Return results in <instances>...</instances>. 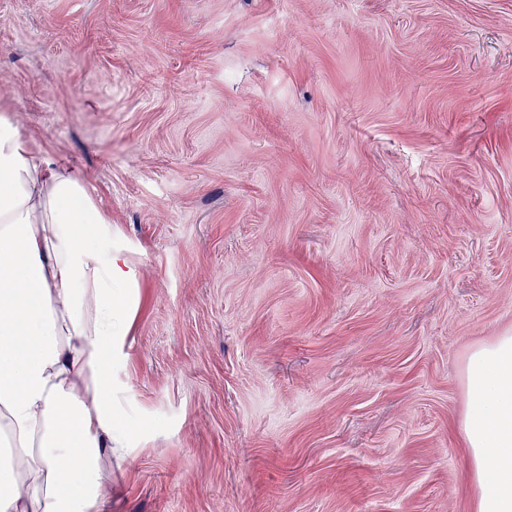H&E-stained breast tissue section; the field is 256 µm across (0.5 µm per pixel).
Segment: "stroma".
Masks as SVG:
<instances>
[{"mask_svg":"<svg viewBox=\"0 0 512 512\" xmlns=\"http://www.w3.org/2000/svg\"><path fill=\"white\" fill-rule=\"evenodd\" d=\"M0 106L139 273L112 512H476L512 0H0Z\"/></svg>","mask_w":512,"mask_h":512,"instance_id":"35a3bbf8","label":"stroma"}]
</instances>
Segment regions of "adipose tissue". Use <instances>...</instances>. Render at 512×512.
Instances as JSON below:
<instances>
[{
    "label": "adipose tissue",
    "instance_id": "ef3b65f1",
    "mask_svg": "<svg viewBox=\"0 0 512 512\" xmlns=\"http://www.w3.org/2000/svg\"><path fill=\"white\" fill-rule=\"evenodd\" d=\"M138 272L77 173L36 159L0 113V512H111L132 434L112 366ZM462 422L477 512H512V334L473 347Z\"/></svg>",
    "mask_w": 512,
    "mask_h": 512
}]
</instances>
